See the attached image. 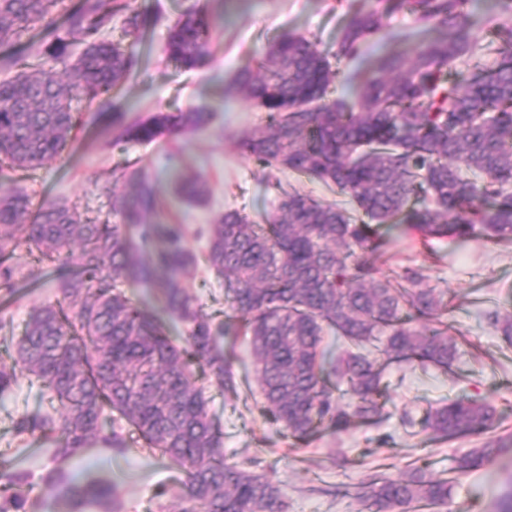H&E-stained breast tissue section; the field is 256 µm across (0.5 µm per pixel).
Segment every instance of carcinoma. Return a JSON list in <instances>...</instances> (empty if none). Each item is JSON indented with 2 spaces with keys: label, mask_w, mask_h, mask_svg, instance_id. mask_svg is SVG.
I'll return each instance as SVG.
<instances>
[{
  "label": "carcinoma",
  "mask_w": 512,
  "mask_h": 512,
  "mask_svg": "<svg viewBox=\"0 0 512 512\" xmlns=\"http://www.w3.org/2000/svg\"><path fill=\"white\" fill-rule=\"evenodd\" d=\"M58 0H0V45L45 21ZM468 0H378L342 30L335 57L354 58L368 36L408 10L437 35L410 49L385 51L355 70V100L326 97L339 72L312 39L285 31L252 67L240 69L224 95L254 102L265 121L237 147L266 170L277 191L276 211L263 222L239 210L208 228L204 260L224 279L230 313L215 323L183 286L197 264L182 224H146L156 207L148 179L117 166L115 183L133 191L123 199L120 224L82 221L66 205L32 209L28 195L0 177V289L17 292L15 250L25 245L33 264L22 280L38 284L57 270L60 294L35 307L0 365V395L18 377L39 381L48 409L23 413L17 435L49 441L52 457L70 460L94 444L123 453L131 439L174 462L185 474L181 512H285L272 479L247 472L224 456V432L193 382V367L226 392H237L234 349L224 339L247 336L265 407L296 442L321 427L343 430L376 422L384 409L382 376L390 365L418 363L451 371L460 358L455 328L444 320L445 293L423 269L380 275L386 262L381 229L404 224L423 243L434 238L512 240V26L493 27L482 48L466 22ZM125 16L126 45L104 38ZM216 18L204 9L184 13L169 28L168 59L184 70L211 54ZM147 18L129 0H79L64 27L48 29L36 65L13 54L0 69V164L36 169L57 158L82 124L81 110L105 102L139 66L136 45ZM82 54L70 60L74 41ZM65 70L66 79L53 68ZM196 107L128 120L112 113V144L152 142L208 125ZM317 180L349 198L352 209L324 203L278 174ZM206 192L199 176L180 180L190 201ZM139 229V241L128 228ZM364 256H359L358 251ZM152 288L160 311L129 298L121 283ZM190 325L184 343L167 336L162 315ZM483 317L512 345V313ZM336 336V349L325 335ZM492 406L460 397L434 408L423 430L453 439L486 433ZM503 439L455 459L452 476L425 478L419 467L374 475L358 494L366 512H409L448 504L458 475L495 459ZM29 473L0 455V512H28ZM42 494L61 512L90 504L120 512L116 486L90 477L45 478Z\"/></svg>",
  "instance_id": "carcinoma-1"
}]
</instances>
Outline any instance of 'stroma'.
Listing matches in <instances>:
<instances>
[{
  "instance_id": "35a3bbf8",
  "label": "stroma",
  "mask_w": 512,
  "mask_h": 512,
  "mask_svg": "<svg viewBox=\"0 0 512 512\" xmlns=\"http://www.w3.org/2000/svg\"><path fill=\"white\" fill-rule=\"evenodd\" d=\"M133 10L146 14L151 23L145 33L139 73L114 94L129 117L138 118L163 110L178 112L202 107L211 112L210 123L191 134L150 143L112 144V130L91 125L78 131L74 142L54 162L44 167L11 172V179L24 187L33 206L53 201L76 204L88 219L120 223L112 204L125 191L112 181V169L129 165L143 169L157 192V209L163 221L186 228L185 244L193 253L206 246L208 224L224 210L237 209L253 219L272 211L276 194L266 181L263 168L242 154L237 138L250 131L262 117L252 103L225 98L224 89L237 70L259 58L269 43L284 30L313 38L319 50L333 54L343 27L355 14L375 8V0H130ZM206 8L218 17L212 54L199 69L185 72L163 52L168 29L186 9ZM466 16L473 36L481 43L492 39L493 26H512V12L498 0H469ZM408 36L410 43L426 33L410 14L389 19L386 27L369 36L355 61H340L348 72L368 64L382 49L392 46L394 35ZM199 175L207 194L199 201L180 199L177 179ZM389 260L383 273L406 266L427 264L432 285L445 291L450 301L448 320L460 331L462 356L455 374L431 367L400 373L390 367L385 379L386 415L375 425L357 424L335 433L323 430L303 447L262 415L263 400L254 371L248 341L235 343L236 394L209 387L207 395L213 416L224 429V453L244 469L263 474L278 483L287 512H358L352 490L366 485L374 472L397 476L414 462L434 477L448 475L456 457L480 446L477 437L444 441L421 431L431 407L456 396H466L493 405L497 410L494 436L506 447L482 469L460 476L443 512H495L499 500L512 490V347L489 327L485 309L512 313V241L492 244L475 238L466 245L451 239L433 241L423 250L413 232L394 229L389 233ZM186 287L196 295L204 313L222 320L224 283L205 265L187 277ZM54 282L24 288L12 299L0 297V310L9 325L0 331V363L8 362L11 337L21 335L33 307L55 300ZM47 400L40 383L19 378L7 398L0 400V450L20 459L29 470L28 496L32 512H57L58 506L41 497L43 479L53 471L79 481L90 473L87 457L59 462L52 458L42 439L17 437L13 419L17 413L44 409ZM414 420L406 429L403 418ZM121 512H180L183 474L161 457L131 449L112 457Z\"/></svg>"
}]
</instances>
